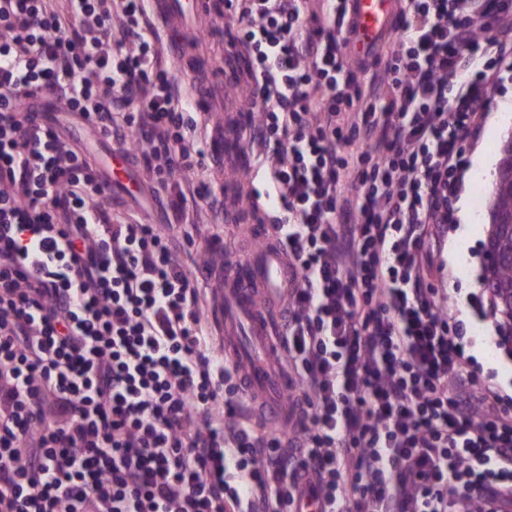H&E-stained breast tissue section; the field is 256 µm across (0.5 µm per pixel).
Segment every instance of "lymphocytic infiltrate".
Listing matches in <instances>:
<instances>
[{
  "instance_id": "obj_1",
  "label": "lymphocytic infiltrate",
  "mask_w": 512,
  "mask_h": 512,
  "mask_svg": "<svg viewBox=\"0 0 512 512\" xmlns=\"http://www.w3.org/2000/svg\"><path fill=\"white\" fill-rule=\"evenodd\" d=\"M348 2L228 0L296 268L284 438L242 414L174 237L114 214L46 117L59 102L120 152L150 144L142 186L176 223L223 208L146 0H0V512L512 507V395L471 371L469 328L428 280L464 145L512 72V0H400L364 58ZM372 61L367 96L350 73Z\"/></svg>"
}]
</instances>
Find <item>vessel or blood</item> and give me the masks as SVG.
Masks as SVG:
<instances>
[{
	"label": "vessel or blood",
	"instance_id": "vessel-or-blood-1",
	"mask_svg": "<svg viewBox=\"0 0 512 512\" xmlns=\"http://www.w3.org/2000/svg\"><path fill=\"white\" fill-rule=\"evenodd\" d=\"M168 35L169 49L181 69L196 79V104L200 110L213 105L215 78L200 51L197 39L206 15V0H150ZM353 31L348 49L367 53L390 28L393 0H354ZM208 154L216 164L230 163L250 168L248 149L225 136L223 129L212 132ZM293 271L275 242L265 241L249 257L237 260L224 272V303L217 318L224 355L241 366L248 398L258 403V414L277 427L285 425L284 395L288 377L275 362L274 349L282 330L267 303L279 289L287 287Z\"/></svg>",
	"mask_w": 512,
	"mask_h": 512
}]
</instances>
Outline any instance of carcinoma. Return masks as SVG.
<instances>
[{"mask_svg": "<svg viewBox=\"0 0 512 512\" xmlns=\"http://www.w3.org/2000/svg\"><path fill=\"white\" fill-rule=\"evenodd\" d=\"M500 155L488 202L490 229L485 242L500 260L487 264L484 282L496 287L494 308L505 331L512 328V135L502 142Z\"/></svg>", "mask_w": 512, "mask_h": 512, "instance_id": "obj_1", "label": "carcinoma"}]
</instances>
